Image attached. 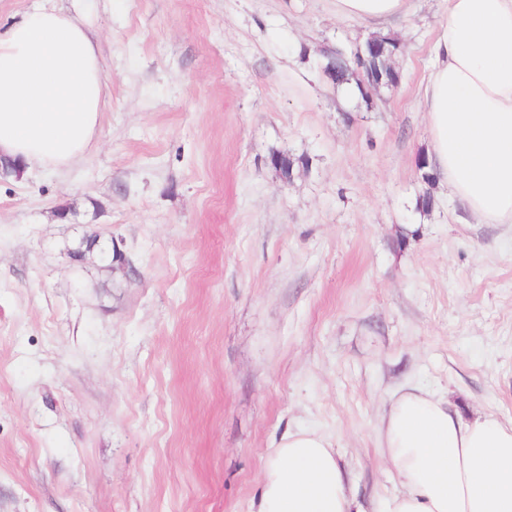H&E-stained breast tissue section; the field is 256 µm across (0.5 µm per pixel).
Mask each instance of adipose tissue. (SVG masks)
I'll return each instance as SVG.
<instances>
[{"label":"adipose tissue","instance_id":"obj_1","mask_svg":"<svg viewBox=\"0 0 512 512\" xmlns=\"http://www.w3.org/2000/svg\"><path fill=\"white\" fill-rule=\"evenodd\" d=\"M339 17L384 23L411 0H334ZM420 97L429 159L453 195L489 224H512V0H445ZM105 75L87 24L55 7L0 34V160L61 169L85 154ZM397 480L380 512H512V420L466 421L444 394L409 387L377 431ZM256 512H361L335 441L314 430L278 438Z\"/></svg>","mask_w":512,"mask_h":512}]
</instances>
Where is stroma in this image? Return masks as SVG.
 Instances as JSON below:
<instances>
[{
    "instance_id": "obj_1",
    "label": "stroma",
    "mask_w": 512,
    "mask_h": 512,
    "mask_svg": "<svg viewBox=\"0 0 512 512\" xmlns=\"http://www.w3.org/2000/svg\"><path fill=\"white\" fill-rule=\"evenodd\" d=\"M55 4L105 85L84 158L0 184V512H250L288 428L375 512L402 387L512 419V224L416 168L443 0L382 26L401 81L368 104L321 72L373 33L334 0Z\"/></svg>"
}]
</instances>
